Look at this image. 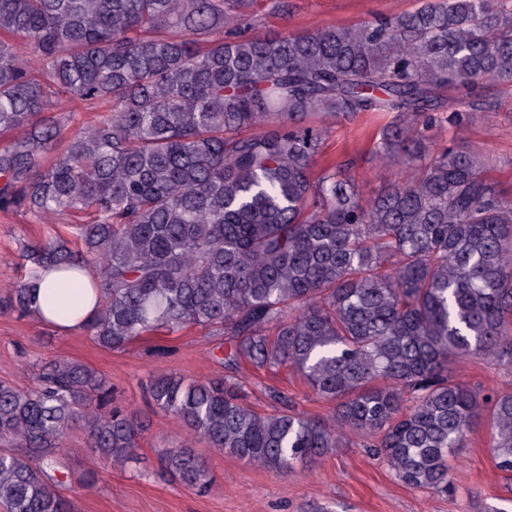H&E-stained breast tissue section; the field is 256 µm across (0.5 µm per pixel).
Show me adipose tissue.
I'll return each mask as SVG.
<instances>
[{
    "instance_id": "ef3b65f1",
    "label": "adipose tissue",
    "mask_w": 512,
    "mask_h": 512,
    "mask_svg": "<svg viewBox=\"0 0 512 512\" xmlns=\"http://www.w3.org/2000/svg\"><path fill=\"white\" fill-rule=\"evenodd\" d=\"M94 278L93 271L88 269L67 275L55 271H42L31 286L33 316L63 332L79 329L82 324L92 318L98 308L100 295L91 287ZM75 285L84 289L80 313L72 318L56 315L49 305L50 298L56 295H64L66 290Z\"/></svg>"
}]
</instances>
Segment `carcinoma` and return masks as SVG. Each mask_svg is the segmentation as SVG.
Here are the masks:
<instances>
[{"instance_id":"obj_1","label":"carcinoma","mask_w":512,"mask_h":512,"mask_svg":"<svg viewBox=\"0 0 512 512\" xmlns=\"http://www.w3.org/2000/svg\"><path fill=\"white\" fill-rule=\"evenodd\" d=\"M249 7L0 0V209L74 217L21 247L31 268L7 303L29 315L41 269L84 266L101 293L83 326L98 347L209 330L224 375L158 376L147 395L191 438L257 465L313 463L346 428L376 437L401 483L446 496L449 459L486 422L512 476V393L483 397L448 375L473 355L512 365V199L480 155L425 134L490 111L484 82H512V10L422 0L358 25L224 37ZM59 94L102 116L64 137ZM363 112L395 114L374 154L403 165L368 199L339 165L313 173L315 118ZM81 304L54 299L64 316ZM244 365L293 370L336 414L300 412L275 387L287 409L256 411L236 382ZM78 421L102 463L138 460L144 426L96 368L58 359L30 388L0 382L6 512H72L57 472ZM158 469L199 494L215 484L188 440Z\"/></svg>"}]
</instances>
